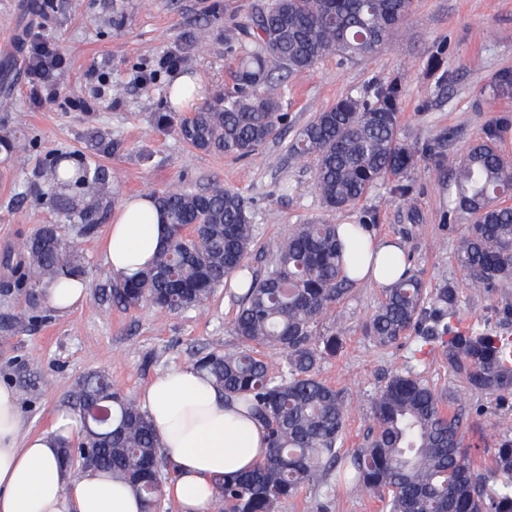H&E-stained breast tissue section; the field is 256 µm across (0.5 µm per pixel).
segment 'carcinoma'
Masks as SVG:
<instances>
[{"label": "carcinoma", "mask_w": 512, "mask_h": 512, "mask_svg": "<svg viewBox=\"0 0 512 512\" xmlns=\"http://www.w3.org/2000/svg\"><path fill=\"white\" fill-rule=\"evenodd\" d=\"M413 0H260L251 23L226 34L239 48L232 89L216 95L176 128L190 147L208 153L249 157L279 138L288 123L281 111L272 73L290 76L310 70L328 55L369 56L403 36ZM403 88L383 81L346 96L315 113L288 144L292 158L314 159V186L329 211L366 199L382 180L407 174L422 153L448 166V204L469 213L472 224L458 243L457 261L477 291L512 280V157L497 145L493 127L460 157L442 144L400 137ZM57 154L34 170V181L59 190L55 205L79 219L84 233L101 224L98 203L79 204L69 189L105 193L112 174L80 158ZM166 218L167 238L153 264L132 277L114 278L112 303L123 309L144 303L160 311L205 309L217 288L236 284L235 348L210 351L193 366L210 376L224 396L244 404L268 429L269 448L258 466L216 481L223 512H277L314 481L318 472L357 491L379 494L383 512H512V431L503 430L492 474L475 470L464 446L461 416L445 410L441 394L417 373L393 374L372 402L375 427L363 447L341 454L346 420L344 395L318 378L320 364L336 355L340 334L322 328L346 293L345 251L336 225L326 219L299 224L279 245L262 274L246 259L254 244L249 206L238 192L216 186L206 191L179 188L155 195ZM20 283L83 277L72 246L52 224L23 243ZM454 287L431 296L420 276L411 274L382 289L379 305L362 326L379 348H389L418 331L426 345L438 342L474 367L478 388H507L512 371L499 368L492 336L453 330ZM281 354L270 364L261 350ZM108 376L91 371L74 384L65 403L77 414L81 435L101 433L90 464L61 448L77 470L100 469L129 481L144 512H156L165 495L158 476L161 448L146 416L121 389L112 387L111 417L98 422L90 413Z\"/></svg>", "instance_id": "obj_1"}]
</instances>
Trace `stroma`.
<instances>
[{
    "instance_id": "obj_1",
    "label": "stroma",
    "mask_w": 512,
    "mask_h": 512,
    "mask_svg": "<svg viewBox=\"0 0 512 512\" xmlns=\"http://www.w3.org/2000/svg\"><path fill=\"white\" fill-rule=\"evenodd\" d=\"M255 2L0 0V59L8 58L11 66L8 82H0V135L19 147L11 157L0 154V382L15 392L24 432L47 428L87 372H106L134 397L161 372L191 364L196 352L239 343L230 326L236 302L224 287L204 310H123L105 301L102 291L110 287L112 272L101 243L125 197L173 187L239 192L256 229L247 264L263 271L289 229L322 212L313 161L287 153L297 130L314 112L394 77L403 84L402 136L417 132L426 141L443 140L446 151L458 155L493 126L512 156V93L494 86L497 72L512 67V0H416L400 43L364 59L329 56L302 76L280 81L288 125L257 158L202 153L173 129L157 127L156 113H192L191 107L171 106L176 76L198 78L209 98L232 86L235 55L224 34L248 21ZM36 35L55 43L67 60L58 77L62 98L86 100L89 110L34 103L25 55L28 38ZM171 55L180 57L179 66L163 67ZM443 70L451 83H438ZM97 128L121 142L120 152L94 150L89 134ZM58 153L86 156L112 172L104 222L95 234L83 235L80 224L55 207L53 190L33 182L35 166ZM403 181L412 188L413 204L382 184L356 208L332 214V222L363 223L374 238L398 239L428 289L455 285L461 327L512 336V282L476 292L456 262V243L470 217L448 209V170L421 157ZM412 208L414 220L408 217ZM43 224L59 226L89 283L86 301L67 313L16 285L20 247ZM380 295V286L350 285L334 313L343 344L319 370L349 406L344 452L359 448L372 427L371 403L380 387L392 374L412 370L443 391L451 408L462 410L467 450L478 467H486L502 427L512 428V387H474L466 360L439 346L420 354L407 338L376 348L362 325ZM278 512H381V503L376 493H356L337 484L335 474L322 473Z\"/></svg>"
}]
</instances>
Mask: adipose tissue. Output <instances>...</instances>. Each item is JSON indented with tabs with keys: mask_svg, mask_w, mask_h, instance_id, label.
I'll return each mask as SVG.
<instances>
[{
	"mask_svg": "<svg viewBox=\"0 0 512 512\" xmlns=\"http://www.w3.org/2000/svg\"><path fill=\"white\" fill-rule=\"evenodd\" d=\"M166 234L165 218L151 198H125L104 244L113 274L130 275L151 263ZM357 240V263L347 268L352 280L386 286L406 272L398 242L365 232ZM138 402L174 469L167 496L179 512H211L215 478L252 469L266 454L264 425L193 367L154 377ZM21 430L16 396L0 386V512H141L134 491L105 473L88 469L65 476L58 452L80 430L74 415L61 410L47 430L26 437Z\"/></svg>",
	"mask_w": 512,
	"mask_h": 512,
	"instance_id": "obj_1",
	"label": "adipose tissue"
}]
</instances>
